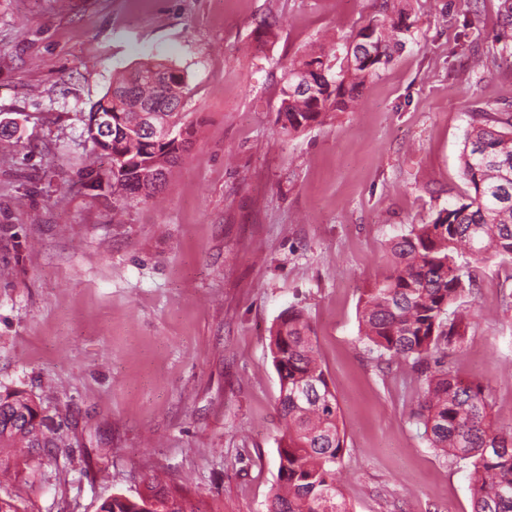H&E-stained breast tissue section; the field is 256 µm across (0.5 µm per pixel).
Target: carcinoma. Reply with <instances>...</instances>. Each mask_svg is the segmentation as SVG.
I'll use <instances>...</instances> for the list:
<instances>
[{"label": "carcinoma", "mask_w": 512, "mask_h": 512, "mask_svg": "<svg viewBox=\"0 0 512 512\" xmlns=\"http://www.w3.org/2000/svg\"><path fill=\"white\" fill-rule=\"evenodd\" d=\"M406 6L385 0L363 26L355 46L334 52L336 65L319 55L289 65L278 113L289 136L343 111L352 94L379 76L411 26ZM493 42L512 56V0H500ZM187 81L175 66L148 60L117 78L95 104L112 111V193L150 198L188 148L155 146L141 127L170 122L183 129ZM461 171L470 192L391 243L392 270L361 299L359 321L370 349L416 364L463 342V303L476 288L474 268L496 259L512 262V113L490 105L470 115ZM466 254L469 261L457 258ZM305 310L280 315L269 348L279 379V412L285 430L278 445V482L267 512H350L336 484L345 434L336 396L317 356ZM430 447L470 468L473 512H512V426L497 424L489 385L466 381L446 368L421 372V393L412 412ZM45 418L19 392L0 395V447L50 448ZM100 512H201L167 487L151 482L135 496L114 495Z\"/></svg>", "instance_id": "1"}]
</instances>
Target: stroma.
Returning a JSON list of instances; mask_svg holds the SVG:
<instances>
[{"label":"stroma","mask_w":512,"mask_h":512,"mask_svg":"<svg viewBox=\"0 0 512 512\" xmlns=\"http://www.w3.org/2000/svg\"><path fill=\"white\" fill-rule=\"evenodd\" d=\"M380 0H0V394L55 447L0 450L20 512H99L157 475L205 512H266L279 381L269 333L304 307L345 433L351 512H473L469 470L411 417V362L370 351L360 301L411 225L468 193L475 109L512 113L489 57L499 0H408L405 47L343 112L280 132L282 76L367 24ZM186 76L189 147L157 199L121 203L86 118L148 58ZM445 367L489 384L512 426V263L475 271Z\"/></svg>","instance_id":"1"}]
</instances>
